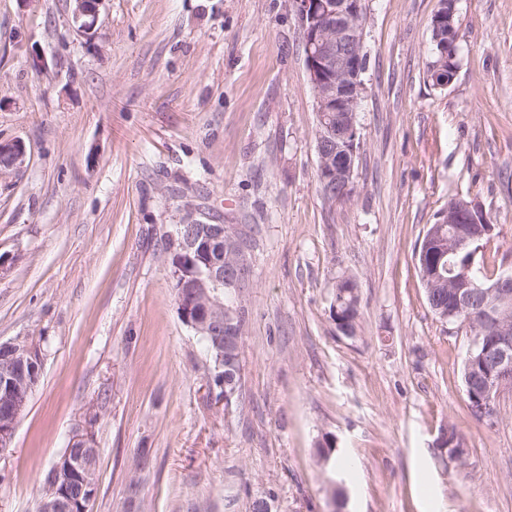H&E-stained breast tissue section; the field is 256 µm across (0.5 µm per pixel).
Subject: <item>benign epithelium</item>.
<instances>
[{
  "label": "benign epithelium",
  "mask_w": 512,
  "mask_h": 512,
  "mask_svg": "<svg viewBox=\"0 0 512 512\" xmlns=\"http://www.w3.org/2000/svg\"><path fill=\"white\" fill-rule=\"evenodd\" d=\"M71 21L85 35H91L105 0H71ZM301 36L306 46L305 66L313 92L315 111L339 113L336 122V143L322 136L315 140L322 182L347 191L357 150L356 112L364 92L357 78L365 72L362 51L354 46L364 41L363 0H293ZM26 159L23 141L0 143V179L18 172ZM448 223L469 225L468 233L460 235L456 248L480 242L493 231L488 216L475 204L456 200L448 209ZM223 224H205L199 236H186L178 225L176 246L181 261L194 263L193 256L206 249L210 252L207 272H200L180 284V305L183 320L197 334L210 332L216 314L229 310L224 305L225 288L240 284L239 271L224 267ZM455 290L458 316L469 313L474 295L482 300V321L490 327L493 337L484 341L476 336L464 360L466 394L482 405L497 404L502 393L512 388V320L504 316V308L512 299V271L504 272L491 284H477L473 265L466 266L456 278ZM241 341L236 336L224 337V359L238 362ZM42 359L39 346L27 339L0 344V449L11 447L17 421L26 408L28 397L35 391L26 368ZM97 449L87 436L73 439L67 452L45 480L38 512H72L74 499L58 490L55 477L65 469L79 489L94 487V466Z\"/></svg>",
  "instance_id": "7a95c632"
}]
</instances>
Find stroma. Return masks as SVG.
<instances>
[{"instance_id":"stroma-1","label":"stroma","mask_w":512,"mask_h":512,"mask_svg":"<svg viewBox=\"0 0 512 512\" xmlns=\"http://www.w3.org/2000/svg\"><path fill=\"white\" fill-rule=\"evenodd\" d=\"M354 192L317 184L316 112L292 0H106L93 38L69 0H0V343L43 370L0 453V512H36L73 436L97 448L88 512H512V390L473 415L474 333L430 309L416 265L453 198L512 270V0H458L459 68L427 77L438 0H365ZM250 225L241 386L218 398L180 315V224ZM361 318L339 334L336 283ZM455 429L463 459L438 445ZM333 441L339 477L317 446ZM26 159V147L23 141L14 140L0 143V179L18 172ZM334 302L342 313V318L349 321V326L356 333L360 318V300L358 284L354 278L346 276L338 281Z\"/></svg>"}]
</instances>
